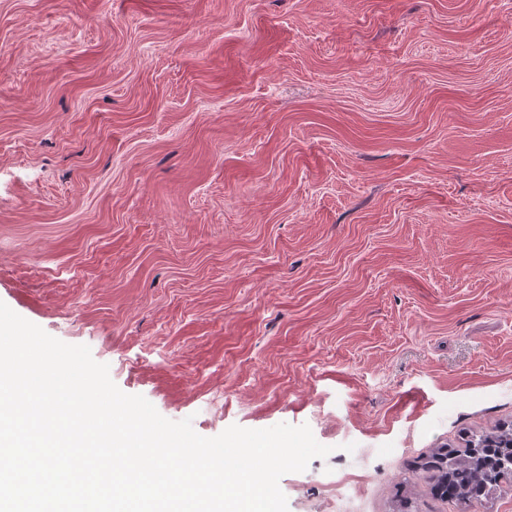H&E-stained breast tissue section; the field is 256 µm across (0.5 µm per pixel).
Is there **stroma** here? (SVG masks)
<instances>
[{"label":"stroma","mask_w":512,"mask_h":512,"mask_svg":"<svg viewBox=\"0 0 512 512\" xmlns=\"http://www.w3.org/2000/svg\"><path fill=\"white\" fill-rule=\"evenodd\" d=\"M0 301L201 436L308 425L288 512H512V0H0ZM508 440L497 437L494 446L471 450L466 461L448 460V453H436L426 462V469L436 474L434 484L448 498H478L487 484L499 476L500 459L512 453Z\"/></svg>","instance_id":"1"}]
</instances>
